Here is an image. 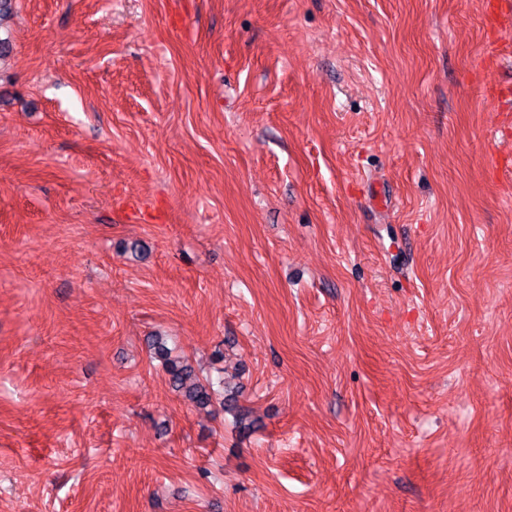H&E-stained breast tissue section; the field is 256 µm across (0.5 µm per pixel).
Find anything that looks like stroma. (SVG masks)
Listing matches in <instances>:
<instances>
[{
    "label": "stroma",
    "mask_w": 512,
    "mask_h": 512,
    "mask_svg": "<svg viewBox=\"0 0 512 512\" xmlns=\"http://www.w3.org/2000/svg\"><path fill=\"white\" fill-rule=\"evenodd\" d=\"M16 3L0 512H512V19ZM150 343L157 357L163 360L169 384L178 391L185 390L186 398L196 406L206 407L211 405L213 398L217 395L213 389V384L196 382L187 386V381L194 375L191 367L181 361L170 359L171 349L166 346L165 342H162L159 336H152Z\"/></svg>",
    "instance_id": "35a3bbf8"
}]
</instances>
